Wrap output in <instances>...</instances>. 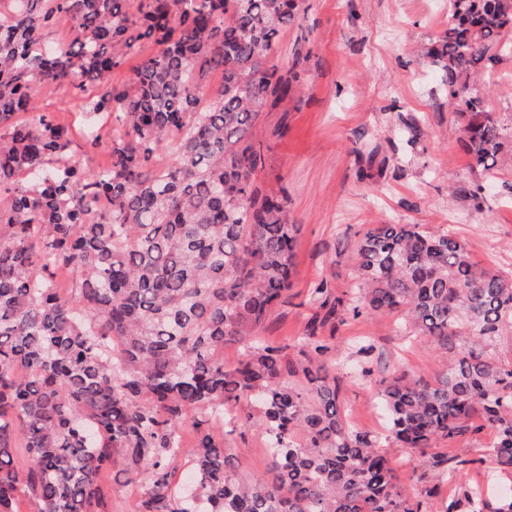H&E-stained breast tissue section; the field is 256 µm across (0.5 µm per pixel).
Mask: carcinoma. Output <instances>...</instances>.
Returning <instances> with one entry per match:
<instances>
[{
	"instance_id": "1",
	"label": "carcinoma",
	"mask_w": 512,
	"mask_h": 512,
	"mask_svg": "<svg viewBox=\"0 0 512 512\" xmlns=\"http://www.w3.org/2000/svg\"><path fill=\"white\" fill-rule=\"evenodd\" d=\"M300 2L0 0V512L23 497L34 512H108L104 473L139 487L137 512H433L434 494L399 486L379 448L425 455L484 430L488 477L512 470V363L483 351L512 336V275L450 232L379 224L356 246L338 304L394 314L439 353L433 381L379 380L383 432L344 414L322 321L298 343L303 361L257 335L292 286L301 225L285 190L259 181L253 130L299 88L277 58ZM62 16L74 39L45 40ZM511 32L512 0H448L426 52L490 182L509 133L467 87ZM143 41L157 51L122 88L105 83ZM64 83L81 145L37 104ZM109 119L111 162L91 170L79 149L101 146ZM227 345L244 348L231 367ZM244 401L262 414L268 480L190 415L213 425ZM475 463L456 460L443 512H483L489 495L464 474Z\"/></svg>"
}]
</instances>
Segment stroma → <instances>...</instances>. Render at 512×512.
I'll list each match as a JSON object with an SVG mask.
<instances>
[{"mask_svg":"<svg viewBox=\"0 0 512 512\" xmlns=\"http://www.w3.org/2000/svg\"><path fill=\"white\" fill-rule=\"evenodd\" d=\"M445 0H303L300 16L282 36L278 63L308 61L301 90L287 105L266 110L254 138L266 156L261 182L283 186L301 225L293 285L285 302L261 329L281 343L305 335L317 308L311 288L328 281L344 297L355 277L358 238L377 224L444 228L462 241L480 265L512 273V151L499 159V179L482 197L484 180L471 167L458 138L463 118L448 104L443 75L425 49L445 24ZM500 123L512 127V52L494 60L471 81ZM335 347L343 408L349 419L377 431L381 419L373 380L405 372L434 378L438 361L423 338L406 335L389 316L328 318L321 329ZM368 339V357L354 342ZM372 370V381L358 374ZM489 433L439 444L436 455L466 458L468 476L479 482L493 465L486 459ZM224 446L251 476L266 478L268 459L254 429L224 426ZM397 482L412 493L437 486L440 498L454 487L429 458L384 446Z\"/></svg>","mask_w":512,"mask_h":512,"instance_id":"1","label":"stroma"}]
</instances>
